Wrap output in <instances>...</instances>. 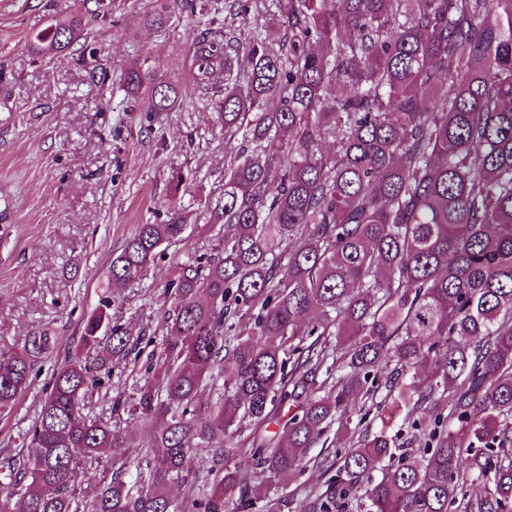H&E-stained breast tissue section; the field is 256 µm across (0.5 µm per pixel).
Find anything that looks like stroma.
Returning a JSON list of instances; mask_svg holds the SVG:
<instances>
[{
  "label": "stroma",
  "instance_id": "1",
  "mask_svg": "<svg viewBox=\"0 0 512 512\" xmlns=\"http://www.w3.org/2000/svg\"><path fill=\"white\" fill-rule=\"evenodd\" d=\"M105 17L64 55L35 53L36 34L53 19L83 10V0H0V351H22L40 330L55 344L11 412L0 415V483L28 447V432L53 369L77 348L85 317L110 295L109 270L138 225L165 221L178 199L187 225L178 242L122 289L113 321L162 348L171 305L168 284L189 253L223 247L218 227L195 224L198 210L224 192V132L193 78V38L215 26L243 32L254 16L228 13L224 0H185L165 29L142 18L158 0H105ZM145 51L175 85L179 106L145 113L133 107L119 76ZM359 434L386 431L412 441L403 413L384 420L350 398ZM249 485L268 484L280 512H304L335 471L315 467L267 481L235 458Z\"/></svg>",
  "mask_w": 512,
  "mask_h": 512
}]
</instances>
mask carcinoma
Here are the masks:
<instances>
[{"label":"carcinoma","mask_w":512,"mask_h":512,"mask_svg":"<svg viewBox=\"0 0 512 512\" xmlns=\"http://www.w3.org/2000/svg\"><path fill=\"white\" fill-rule=\"evenodd\" d=\"M163 0L144 18L160 30ZM271 16L280 36L255 27L245 37L201 31L194 79L237 141L224 171V197L198 212L224 232L223 249L187 255L169 284V339L132 405L112 414L159 422L138 464L150 483H127L117 468L93 496L82 489L106 456H124L112 420L89 392L99 378L80 355L53 370L32 423L30 448L9 473L30 482L16 512H185L167 493L177 483L206 493L204 512H224L248 487L228 460L247 453L271 479L308 463L339 480L308 507L329 512L352 493L364 512H449L458 496L479 512L512 509V456L466 477L476 445H512V0H226ZM84 15L55 20L36 37L41 55L68 51ZM127 95L147 112H171L174 86L146 52L124 71ZM336 135L332 154L321 151ZM274 194H268L271 184ZM185 230L171 203L164 224H140L112 259V293ZM287 258H282V255ZM83 322L82 349L97 370L129 364L139 337L108 313ZM347 329L328 349L306 336ZM51 347L33 333L22 351L0 353V414L11 411ZM395 363L379 380L382 363ZM428 371L405 380L409 369ZM222 391L206 407L213 374ZM424 407L437 430L411 454L380 432L334 460L308 457L332 423L354 434L345 402L356 393ZM296 413L268 437L278 406ZM257 430L237 442L242 423ZM198 456L190 472L186 461Z\"/></svg>","instance_id":"cac0c4a2"}]
</instances>
